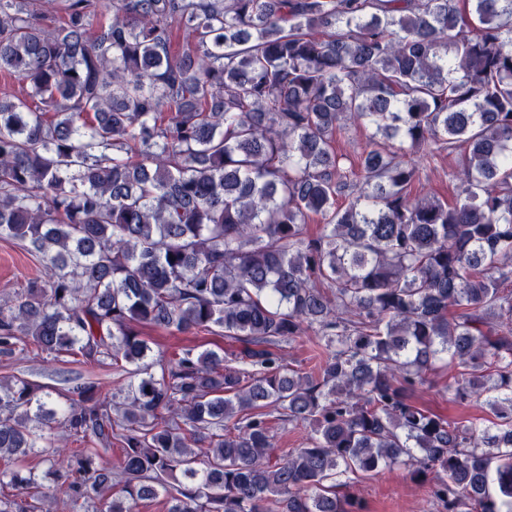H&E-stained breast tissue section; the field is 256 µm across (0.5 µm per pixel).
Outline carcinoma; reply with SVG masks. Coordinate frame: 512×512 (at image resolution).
Returning <instances> with one entry per match:
<instances>
[{"mask_svg":"<svg viewBox=\"0 0 512 512\" xmlns=\"http://www.w3.org/2000/svg\"><path fill=\"white\" fill-rule=\"evenodd\" d=\"M51 2L0 0L23 83L0 98V239L43 268L0 303V356L136 382L117 404L77 382L60 411L0 383V458L42 457L83 512H358L353 476L391 464L442 512H512V0ZM366 122L399 146L352 162L336 131ZM420 150L460 153L453 202L412 196ZM137 323L242 347L157 376ZM309 331L315 375L283 353ZM438 364L489 417L415 404ZM273 415L312 426L303 447L273 455ZM50 422L98 448L57 459ZM4 484L0 512H51L32 470Z\"/></svg>","mask_w":512,"mask_h":512,"instance_id":"cac0c4a2","label":"carcinoma"}]
</instances>
